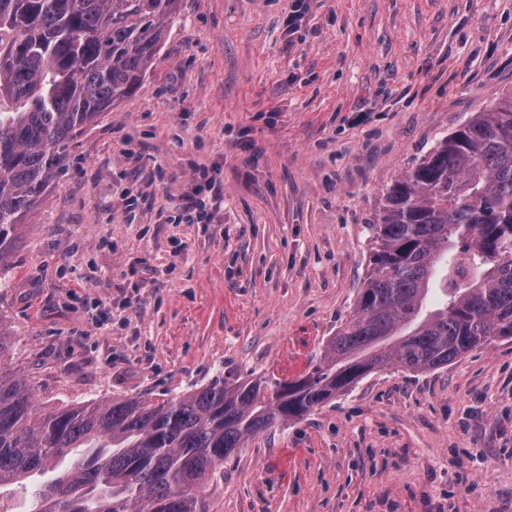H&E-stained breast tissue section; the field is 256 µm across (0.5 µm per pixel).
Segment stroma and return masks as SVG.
<instances>
[{"mask_svg": "<svg viewBox=\"0 0 512 512\" xmlns=\"http://www.w3.org/2000/svg\"><path fill=\"white\" fill-rule=\"evenodd\" d=\"M293 9L181 0L134 95L25 217L0 320L38 404L302 375L354 313L386 191L512 93V0H309L292 30ZM204 497L210 512H512V341L368 375L249 438Z\"/></svg>", "mask_w": 512, "mask_h": 512, "instance_id": "35a3bbf8", "label": "stroma"}]
</instances>
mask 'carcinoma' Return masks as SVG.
Returning <instances> with one entry per match:
<instances>
[{
  "instance_id": "carcinoma-1",
  "label": "carcinoma",
  "mask_w": 512,
  "mask_h": 512,
  "mask_svg": "<svg viewBox=\"0 0 512 512\" xmlns=\"http://www.w3.org/2000/svg\"><path fill=\"white\" fill-rule=\"evenodd\" d=\"M180 0H0V280L15 232L78 135L130 97ZM355 311L293 390L217 373L160 401L41 409L0 363V490L30 512H209L199 491L249 438L352 390L512 339V94L473 113L387 190Z\"/></svg>"
}]
</instances>
